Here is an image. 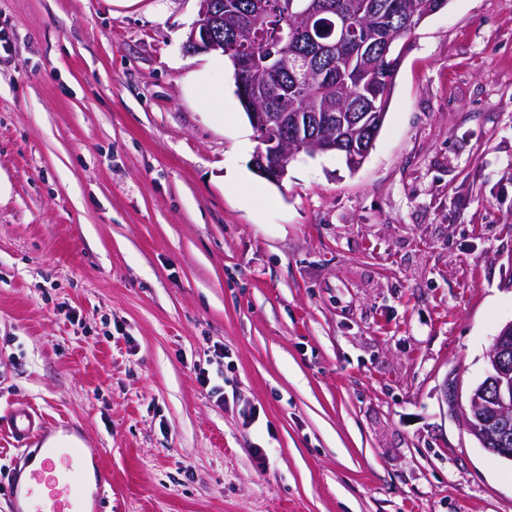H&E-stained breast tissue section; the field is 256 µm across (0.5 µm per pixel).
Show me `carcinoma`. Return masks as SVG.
Instances as JSON below:
<instances>
[{"mask_svg":"<svg viewBox=\"0 0 512 512\" xmlns=\"http://www.w3.org/2000/svg\"><path fill=\"white\" fill-rule=\"evenodd\" d=\"M326 12L311 21L300 19L307 0H229L224 10V56L233 68L236 94L244 112L315 113L322 117L347 108L355 125L346 129L355 140L373 147L389 109L395 75L403 57L383 55L377 37L402 31L406 40L448 0H374L383 13H360L365 0H321ZM352 27L353 41L343 44L331 32L340 16ZM313 54L322 75L302 80L295 61ZM288 65L275 67L278 58ZM257 62L254 79L267 87L258 101L241 82L239 66Z\"/></svg>","mask_w":512,"mask_h":512,"instance_id":"1","label":"carcinoma"}]
</instances>
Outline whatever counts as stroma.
Here are the masks:
<instances>
[{
    "label": "stroma",
    "mask_w": 512,
    "mask_h": 512,
    "mask_svg": "<svg viewBox=\"0 0 512 512\" xmlns=\"http://www.w3.org/2000/svg\"><path fill=\"white\" fill-rule=\"evenodd\" d=\"M198 12L0 0V416L104 449L103 512H512L441 402L512 320V0H450L364 165L279 185Z\"/></svg>",
    "instance_id": "stroma-1"
}]
</instances>
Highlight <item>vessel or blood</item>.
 Instances as JSON below:
<instances>
[{
	"label": "vessel or blood",
	"instance_id": "b4317fda",
	"mask_svg": "<svg viewBox=\"0 0 512 512\" xmlns=\"http://www.w3.org/2000/svg\"><path fill=\"white\" fill-rule=\"evenodd\" d=\"M7 427L19 455L25 457L36 450L43 456L41 469L8 484L15 512H84L89 501L102 506L108 473L100 472L95 491H88L83 448L48 439L52 425L32 405L24 401L15 403L8 412Z\"/></svg>",
	"mask_w": 512,
	"mask_h": 512
}]
</instances>
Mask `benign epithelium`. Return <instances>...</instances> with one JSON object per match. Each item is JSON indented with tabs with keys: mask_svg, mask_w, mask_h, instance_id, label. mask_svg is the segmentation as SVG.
I'll return each mask as SVG.
<instances>
[{
	"mask_svg": "<svg viewBox=\"0 0 512 512\" xmlns=\"http://www.w3.org/2000/svg\"><path fill=\"white\" fill-rule=\"evenodd\" d=\"M200 19L192 29L186 48L193 52L217 50L224 41L217 35L224 20L217 0H199ZM253 120L259 147L253 156L254 170L263 178L279 184L288 175L292 159L305 152L310 156L345 150L352 166L359 168L365 158L356 156L355 144L345 134H318L316 122L286 112H255ZM305 125V135L288 141V125ZM484 380L462 392L454 380L443 384L444 402L453 410L467 407V429L482 447L495 445V454L512 461V320L502 326L487 355Z\"/></svg>",
	"mask_w": 512,
	"mask_h": 512,
	"instance_id": "1",
	"label": "benign epithelium"
}]
</instances>
